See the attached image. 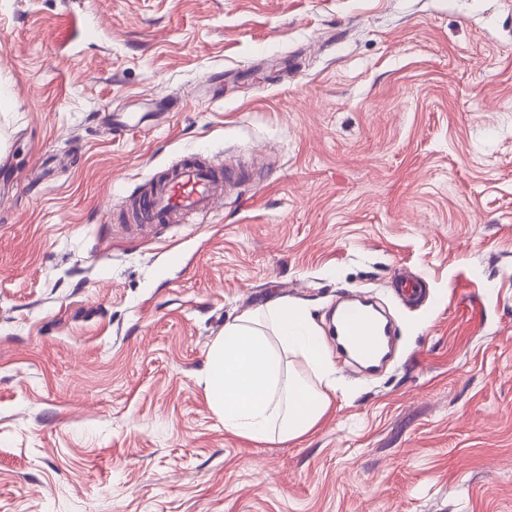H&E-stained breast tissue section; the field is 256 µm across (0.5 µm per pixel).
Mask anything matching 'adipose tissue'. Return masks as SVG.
<instances>
[{"label": "adipose tissue", "mask_w": 512, "mask_h": 512, "mask_svg": "<svg viewBox=\"0 0 512 512\" xmlns=\"http://www.w3.org/2000/svg\"><path fill=\"white\" fill-rule=\"evenodd\" d=\"M334 373L307 307L278 297L225 324L209 345L203 381L225 431L267 444L318 426L336 392Z\"/></svg>", "instance_id": "ef3b65f1"}]
</instances>
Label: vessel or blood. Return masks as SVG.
<instances>
[{
	"label": "vessel or blood",
	"mask_w": 512,
	"mask_h": 512,
	"mask_svg": "<svg viewBox=\"0 0 512 512\" xmlns=\"http://www.w3.org/2000/svg\"><path fill=\"white\" fill-rule=\"evenodd\" d=\"M244 171L215 166L200 160L179 165L168 177L156 182L153 189L137 198L133 210L141 220V230L172 223L179 216L208 212L212 200L236 191L245 180ZM361 298H352L341 310L336 333L343 336L353 351L364 359L373 358L379 326L361 309Z\"/></svg>",
	"instance_id": "b4317fda"
}]
</instances>
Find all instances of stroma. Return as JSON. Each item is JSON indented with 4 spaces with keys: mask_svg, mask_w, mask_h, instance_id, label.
I'll list each match as a JSON object with an SVG mask.
<instances>
[{
    "mask_svg": "<svg viewBox=\"0 0 512 512\" xmlns=\"http://www.w3.org/2000/svg\"><path fill=\"white\" fill-rule=\"evenodd\" d=\"M191 158L253 174L136 230ZM356 290L368 375L329 330ZM280 296L336 394L258 445L201 370ZM0 512H512V0H0Z\"/></svg>",
    "mask_w": 512,
    "mask_h": 512,
    "instance_id": "obj_1",
    "label": "stroma"
}]
</instances>
